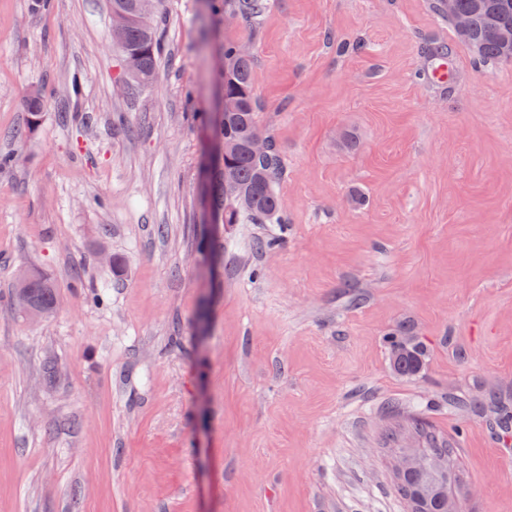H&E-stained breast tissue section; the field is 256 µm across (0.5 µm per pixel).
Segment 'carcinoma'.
Returning a JSON list of instances; mask_svg holds the SVG:
<instances>
[{"label":"carcinoma","mask_w":512,"mask_h":512,"mask_svg":"<svg viewBox=\"0 0 512 512\" xmlns=\"http://www.w3.org/2000/svg\"><path fill=\"white\" fill-rule=\"evenodd\" d=\"M459 10L469 17L466 33L457 34L482 61L504 62L508 58L499 31L512 29V0H457ZM266 0H206L205 9L211 15L225 14L241 25H252L263 15ZM126 67L128 87H144L153 83L160 61V36L157 18L146 22H131L123 34L112 38ZM243 42L226 39L223 50L224 122L214 130L228 143L224 166L234 172L237 197L224 191V172L212 179L211 205L224 216V224H284L286 219L277 194V184L284 172L283 160L276 141L267 135L269 150L263 156L253 155L248 148L251 135L258 125L257 112L261 103L254 87V55L241 53ZM15 304L23 312L30 309L40 314L50 312L55 305V284L42 273L25 288H13ZM395 370L413 375L420 370L425 347L410 329L402 327L390 333L386 340ZM415 432L427 440L423 454L448 456V469L453 475L427 499L426 512H445L448 492L461 484L462 473L453 449L439 443L427 425L418 422ZM428 480L412 475L394 484L402 501L410 503L413 494Z\"/></svg>","instance_id":"carcinoma-1"}]
</instances>
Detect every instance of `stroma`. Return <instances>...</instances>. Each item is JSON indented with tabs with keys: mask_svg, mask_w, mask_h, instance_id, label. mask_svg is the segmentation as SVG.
I'll use <instances>...</instances> for the list:
<instances>
[{
	"mask_svg": "<svg viewBox=\"0 0 512 512\" xmlns=\"http://www.w3.org/2000/svg\"><path fill=\"white\" fill-rule=\"evenodd\" d=\"M435 3L268 0L244 26L163 0L130 95L108 0H0V512H404L382 449L422 447L417 418L464 512H512V63ZM228 37L287 221L215 233ZM436 45L451 80L423 76ZM23 266L56 285L47 316L11 299ZM403 324L409 377L383 342ZM386 343L395 370L404 375H413L420 370L425 347L410 329H396L389 334Z\"/></svg>",
	"mask_w": 512,
	"mask_h": 512,
	"instance_id": "obj_1",
	"label": "stroma"
}]
</instances>
